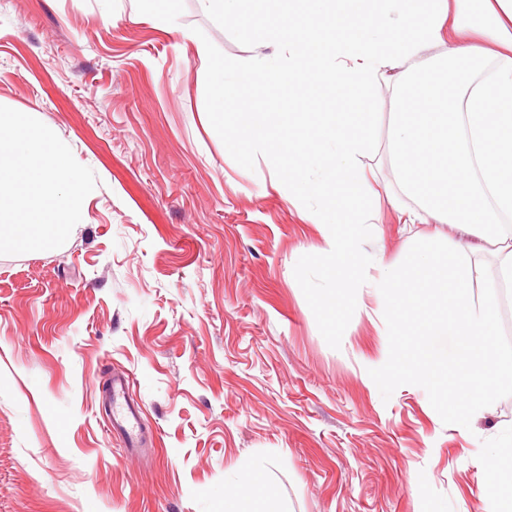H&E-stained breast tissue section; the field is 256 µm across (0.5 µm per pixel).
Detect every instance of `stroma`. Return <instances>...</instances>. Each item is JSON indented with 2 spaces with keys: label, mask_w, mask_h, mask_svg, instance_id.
<instances>
[{
  "label": "stroma",
  "mask_w": 512,
  "mask_h": 512,
  "mask_svg": "<svg viewBox=\"0 0 512 512\" xmlns=\"http://www.w3.org/2000/svg\"><path fill=\"white\" fill-rule=\"evenodd\" d=\"M199 39L218 66L263 33L195 0H0V105L36 113L98 179L63 246L0 255V512H260L224 495L246 469L279 512H483L486 439L512 425V395L478 419L447 407L388 364L371 289L326 308V282L354 268L323 264L318 227L228 147ZM316 100L367 113L364 163L389 185L392 89ZM458 238L385 201L363 248L440 265ZM470 264L512 347L495 246ZM121 372L143 408L134 450L105 423Z\"/></svg>",
  "instance_id": "stroma-1"
}]
</instances>
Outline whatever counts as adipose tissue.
<instances>
[{
	"label": "adipose tissue",
	"instance_id": "obj_1",
	"mask_svg": "<svg viewBox=\"0 0 512 512\" xmlns=\"http://www.w3.org/2000/svg\"><path fill=\"white\" fill-rule=\"evenodd\" d=\"M197 0L224 22L277 30L252 54L225 61L207 75L212 92L235 109L226 113L230 147L247 145L281 195L304 220L323 229L328 263L357 268L328 295L367 286L380 299L388 335L413 337L412 356L395 357L404 376L424 382L480 416L512 393V349L500 347L498 304L474 303L469 256L476 242L499 245V277L512 286V0ZM347 36H329L335 18ZM394 85L400 108L391 129L390 163L396 190L388 194L401 220L430 219L459 228L464 238L444 268L428 252L409 267L364 254L361 238L378 223L381 199L363 163L371 149L357 122L322 113L308 135L295 131L304 113H285V99L312 91L368 95ZM375 276L363 277L365 268ZM418 288L435 305L412 320ZM487 446L493 512H512V427Z\"/></svg>",
	"mask_w": 512,
	"mask_h": 512
}]
</instances>
